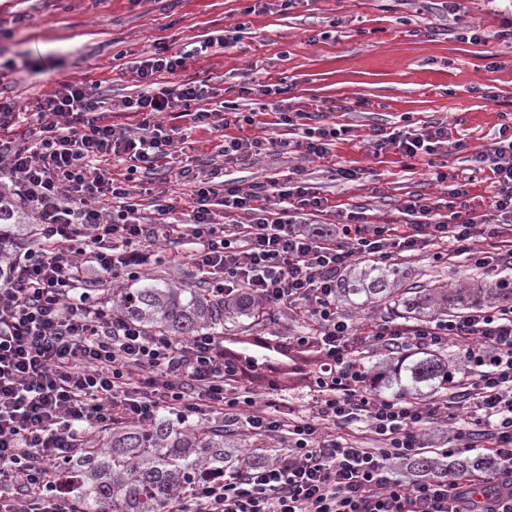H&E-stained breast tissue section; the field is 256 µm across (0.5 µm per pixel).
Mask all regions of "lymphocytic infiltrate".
<instances>
[{
    "mask_svg": "<svg viewBox=\"0 0 512 512\" xmlns=\"http://www.w3.org/2000/svg\"><path fill=\"white\" fill-rule=\"evenodd\" d=\"M465 0H441L439 19L460 23L462 40L512 44V24L486 34L465 22ZM186 56L155 52L132 63L139 86L119 110L140 115L139 133L116 132L101 111L94 87L67 83L45 98L37 126L20 131V115L0 102V164L15 180V194L41 225V241L13 263L0 283V512H81L59 484L60 470L87 438L126 422L149 424L159 410L179 419L217 416L227 431L265 438L284 434L288 452L244 469L226 471L191 495L176 497L170 512H512V297L461 317L406 325L383 318L362 328L338 311L336 289L344 269L365 256H393L433 248L469 258L479 268L512 271V113L489 147L470 157L476 171L492 175L495 191L485 209L470 202L466 183L450 182L444 201L423 194L400 206L405 227L370 222L354 208L336 224L304 225L327 198L303 178L241 187L218 170L201 175L183 166L192 185L189 221L142 222L129 184L108 177L98 162L125 154L130 173L150 177L168 159L175 129L158 114L190 110L212 95L208 81L161 83ZM260 109L242 111L225 101L220 147L225 163L239 164L277 151L275 137L239 138L233 127L270 115L278 127L304 119L280 101V87L253 82ZM375 153L405 158L435 155L448 144V127L374 129ZM455 212V223L442 209ZM190 238L183 263L210 277L218 299L241 292L270 304L288 303L307 324L295 338L315 348L321 363L311 376L307 412L284 408L259 393L245 373L284 361L288 344L265 338L236 342L201 332L179 340L150 332L100 305L92 295L103 278L137 276L152 245ZM488 248L475 249L477 239ZM466 348V367L449 397L411 402L377 394L354 358L368 345L390 350L448 342ZM454 424L452 439H424L427 426ZM476 452L494 469L428 475L418 458Z\"/></svg>",
    "mask_w": 512,
    "mask_h": 512,
    "instance_id": "1",
    "label": "lymphocytic infiltrate"
}]
</instances>
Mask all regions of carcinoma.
<instances>
[{
  "instance_id": "carcinoma-1",
  "label": "carcinoma",
  "mask_w": 512,
  "mask_h": 512,
  "mask_svg": "<svg viewBox=\"0 0 512 512\" xmlns=\"http://www.w3.org/2000/svg\"><path fill=\"white\" fill-rule=\"evenodd\" d=\"M29 214L13 194L0 190V280L11 276L8 260L14 243L24 236ZM395 268L371 264L355 268L337 288L338 301L355 307L374 304L396 318L428 322L436 315L480 306L475 287L462 283L398 288ZM242 315L259 322L266 306L244 296L232 303ZM121 314L149 331L185 338L202 329L224 325L226 304L203 288L186 291L149 282L125 292ZM376 391L389 397L446 396L453 391L448 360L435 349H413L396 357L373 378ZM236 438L217 425L175 421L159 415L148 425L120 424L112 434L92 440L90 447L64 467L63 487L83 512H166L171 500L192 492L199 483L262 463L267 456L253 450L237 454Z\"/></svg>"
}]
</instances>
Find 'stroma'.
Listing matches in <instances>:
<instances>
[{
    "instance_id": "obj_1",
    "label": "stroma",
    "mask_w": 512,
    "mask_h": 512,
    "mask_svg": "<svg viewBox=\"0 0 512 512\" xmlns=\"http://www.w3.org/2000/svg\"><path fill=\"white\" fill-rule=\"evenodd\" d=\"M253 0H0V98L16 111H34L37 103L63 84L100 85L102 106L109 122L120 131H135L137 115L113 108V101L135 95L127 67L137 57L164 48L183 50L194 42L242 25L241 40L230 52L209 49L187 59L172 82L210 79L218 95L201 101L204 110H219L222 101L241 104L251 98L240 88L246 75L286 87L285 97L295 110H311L319 102L332 108L326 124L345 128L326 159L301 157L296 143L302 133L287 127L273 134L288 141L283 155H259L248 164L225 166L218 156L221 134L210 126L191 127L189 118L164 113L167 125L189 128L177 167L201 157L221 167L225 179L241 187L265 180H284L301 167L306 179L321 186L325 212L308 216L311 224H334L339 211L361 206L371 222H405L402 199L412 194L440 195L426 158L407 160L394 153L374 154L368 139L376 127H393L401 115L413 121H438L448 126L450 173L471 180L470 192L491 196L486 172H472V150L491 143L500 115L512 112V46L473 44L458 38L456 26L439 34L423 32L415 0H313L284 12H251ZM497 52L499 67H491L489 52ZM493 98L481 97V89ZM346 161L364 172L359 183L340 189L332 179L334 161ZM190 187L175 171L160 172L152 193L138 196L140 214L156 216L157 205L173 206L172 217L185 222ZM399 285L418 287L430 281L494 284L495 273L470 265L464 257L437 262L430 250L396 257ZM158 279L181 288H199L201 275L188 266H171L159 257L139 277L128 282L103 281L97 292L102 305L113 307L125 288ZM270 316L256 323L234 315L224 322L225 338L285 337L301 332L302 324L284 305L269 308ZM318 361L316 352L292 346L289 359L275 375L257 371L251 378L263 389L268 378L291 407L304 410L310 400L308 373Z\"/></svg>"
}]
</instances>
